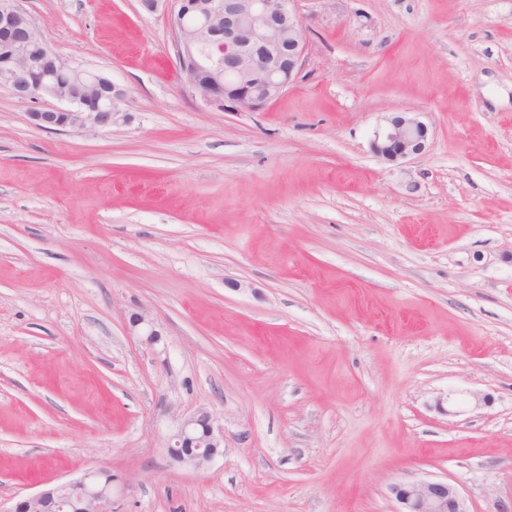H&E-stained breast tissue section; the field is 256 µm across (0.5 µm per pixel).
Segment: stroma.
<instances>
[{"label": "stroma", "instance_id": "35a3bbf8", "mask_svg": "<svg viewBox=\"0 0 512 512\" xmlns=\"http://www.w3.org/2000/svg\"><path fill=\"white\" fill-rule=\"evenodd\" d=\"M20 6L126 117L41 129L55 100L0 87V512L90 468L112 512H394L421 480L512 512V0H294L301 75L239 113L164 10ZM406 111L429 144L392 164ZM201 408L196 470L166 443ZM429 128L414 112H391L371 142L373 152L391 163L419 155L427 147ZM131 330L137 336H141L143 341L149 345L156 344L159 341V333L154 328L152 320L143 313H135L130 318ZM167 448L174 461L202 469L224 453V431L213 415L201 408L182 419Z\"/></svg>", "mask_w": 512, "mask_h": 512}]
</instances>
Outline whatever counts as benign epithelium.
<instances>
[{"mask_svg":"<svg viewBox=\"0 0 512 512\" xmlns=\"http://www.w3.org/2000/svg\"><path fill=\"white\" fill-rule=\"evenodd\" d=\"M143 11L164 7L179 64L191 90L221 112H258L296 82L307 53L302 21L293 0H139ZM41 35L39 27L18 6L0 0V86L20 99L43 97L45 86L33 78L43 62L28 57L20 31ZM79 86L77 94H60V106L29 113L38 127L82 133L109 130L120 120L124 91L112 80L80 65L58 62ZM238 75L236 83L224 74ZM104 102V112H82V101ZM429 128L414 112H392L371 142L373 152L391 163L419 155L427 147ZM131 330L153 345L159 333L143 313L130 318ZM170 457L196 469L224 453V431L213 415L200 408L182 419L168 441ZM390 492L396 512H468L458 489L445 481L397 483ZM112 474L89 469L80 477L47 485L19 499L8 512H110Z\"/></svg>","mask_w":512,"mask_h":512,"instance_id":"7a95c632","label":"benign epithelium"}]
</instances>
